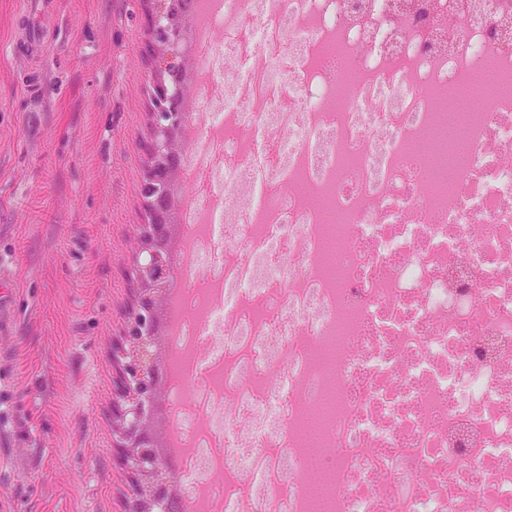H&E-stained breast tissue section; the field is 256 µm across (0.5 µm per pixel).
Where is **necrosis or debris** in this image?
Returning <instances> with one entry per match:
<instances>
[{"mask_svg":"<svg viewBox=\"0 0 512 512\" xmlns=\"http://www.w3.org/2000/svg\"><path fill=\"white\" fill-rule=\"evenodd\" d=\"M208 26L197 110L223 158L189 164L200 210L225 195L227 244L194 241L192 266L223 301L171 344L224 384L187 405L169 389L184 501L205 487L215 512H512V0H224ZM477 59L498 85L464 114L472 155L429 176L407 144L438 96L470 91ZM298 179L346 217L339 280L317 266L329 228ZM343 321L335 369L316 366ZM320 407L311 469L300 426Z\"/></svg>","mask_w":512,"mask_h":512,"instance_id":"necrosis-or-debris-1","label":"necrosis or debris"}]
</instances>
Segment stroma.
I'll return each mask as SVG.
<instances>
[{"instance_id":"1","label":"stroma","mask_w":512,"mask_h":512,"mask_svg":"<svg viewBox=\"0 0 512 512\" xmlns=\"http://www.w3.org/2000/svg\"><path fill=\"white\" fill-rule=\"evenodd\" d=\"M0 0V512H127L112 345L152 134L144 0ZM52 42L35 60L18 38ZM42 86L33 100L28 85Z\"/></svg>"}]
</instances>
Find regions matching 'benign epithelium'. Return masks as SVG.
<instances>
[{"instance_id":"1","label":"benign epithelium","mask_w":512,"mask_h":512,"mask_svg":"<svg viewBox=\"0 0 512 512\" xmlns=\"http://www.w3.org/2000/svg\"><path fill=\"white\" fill-rule=\"evenodd\" d=\"M146 56L151 87L153 133L145 145L148 164L143 185L146 219L128 279L133 311L113 351L118 377L112 402V430L133 487L129 512H171L177 493L160 465L153 408L162 388L157 353L159 327L173 279L172 218L181 206L178 184L183 108L195 73L187 25L190 0H146Z\"/></svg>"}]
</instances>
